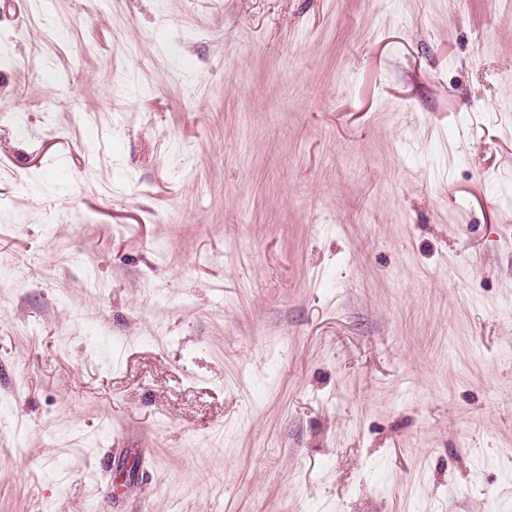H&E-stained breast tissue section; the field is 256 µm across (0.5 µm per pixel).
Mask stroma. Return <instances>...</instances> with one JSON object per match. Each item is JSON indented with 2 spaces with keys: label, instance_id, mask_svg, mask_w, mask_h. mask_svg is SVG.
<instances>
[{
  "label": "stroma",
  "instance_id": "obj_1",
  "mask_svg": "<svg viewBox=\"0 0 512 512\" xmlns=\"http://www.w3.org/2000/svg\"><path fill=\"white\" fill-rule=\"evenodd\" d=\"M0 512H512V0H0Z\"/></svg>",
  "mask_w": 512,
  "mask_h": 512
}]
</instances>
